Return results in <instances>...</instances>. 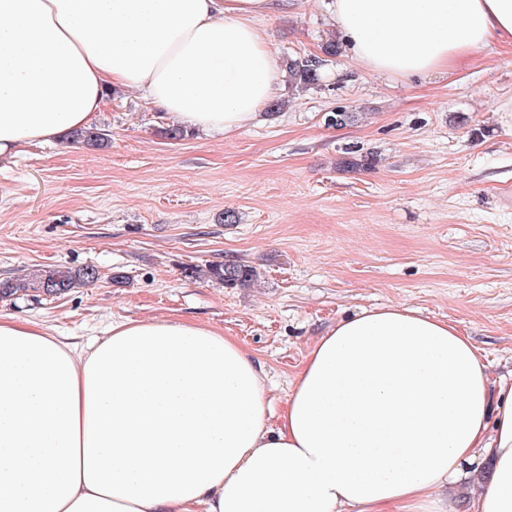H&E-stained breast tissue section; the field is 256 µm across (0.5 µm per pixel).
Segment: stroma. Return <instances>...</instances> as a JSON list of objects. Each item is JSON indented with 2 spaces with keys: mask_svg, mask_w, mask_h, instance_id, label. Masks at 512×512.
<instances>
[{
  "mask_svg": "<svg viewBox=\"0 0 512 512\" xmlns=\"http://www.w3.org/2000/svg\"><path fill=\"white\" fill-rule=\"evenodd\" d=\"M257 26L282 63L336 34L332 0H278ZM511 94L498 42L423 78L367 72L339 49L318 85L278 83L285 109L228 135L170 139L158 107L114 89L95 121L108 150L60 139L0 158V278L65 265L100 280L0 299V314L83 344L129 320L223 331L263 372L273 425L311 345L363 308L449 322L511 382L512 132L497 113ZM339 109L351 121L327 126ZM228 259L258 281L183 274Z\"/></svg>",
  "mask_w": 512,
  "mask_h": 512,
  "instance_id": "stroma-1",
  "label": "stroma"
}]
</instances>
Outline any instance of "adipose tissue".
Segmentation results:
<instances>
[{"label": "adipose tissue", "instance_id": "adipose-tissue-1", "mask_svg": "<svg viewBox=\"0 0 512 512\" xmlns=\"http://www.w3.org/2000/svg\"><path fill=\"white\" fill-rule=\"evenodd\" d=\"M274 0H0V155L92 127L106 90L230 134L282 77L256 28ZM378 75L512 45V0H334ZM512 512V384L454 325L363 309L309 349L277 426L241 345L171 319L81 348L0 315V512Z\"/></svg>", "mask_w": 512, "mask_h": 512}]
</instances>
